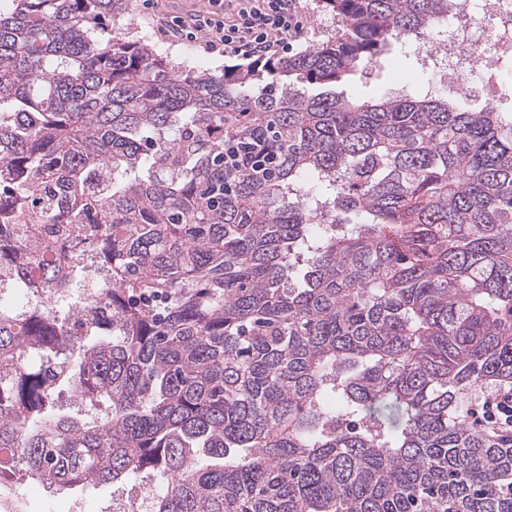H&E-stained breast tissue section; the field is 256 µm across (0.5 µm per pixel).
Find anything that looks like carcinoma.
Segmentation results:
<instances>
[{
    "label": "carcinoma",
    "instance_id": "cac0c4a2",
    "mask_svg": "<svg viewBox=\"0 0 512 512\" xmlns=\"http://www.w3.org/2000/svg\"><path fill=\"white\" fill-rule=\"evenodd\" d=\"M213 75L130 0H0V474H147L152 512H512V104L336 94L451 0H317ZM104 272L97 300H63ZM82 401L75 413L60 394ZM39 296L36 291L32 289H18L12 295H5V291L0 289V302L1 305H7L16 310H23L32 307L38 303ZM469 405L467 413L475 425L492 430L512 447V385L491 387Z\"/></svg>",
    "mask_w": 512,
    "mask_h": 512
}]
</instances>
